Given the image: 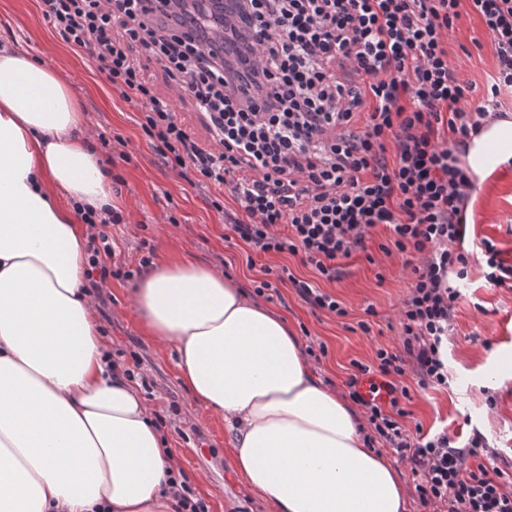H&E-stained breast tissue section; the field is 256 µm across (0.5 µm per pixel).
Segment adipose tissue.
<instances>
[{"instance_id":"1","label":"adipose tissue","mask_w":512,"mask_h":512,"mask_svg":"<svg viewBox=\"0 0 512 512\" xmlns=\"http://www.w3.org/2000/svg\"><path fill=\"white\" fill-rule=\"evenodd\" d=\"M466 159L480 179L511 160L512 121L490 122ZM78 205H112L85 114L54 70L1 46L0 512H169L177 459L137 385L108 366ZM132 303L195 401L229 423L235 467L272 512H406L355 412L235 280L159 264Z\"/></svg>"}]
</instances>
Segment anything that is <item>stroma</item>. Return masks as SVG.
I'll list each match as a JSON object with an SVG mask.
<instances>
[{
    "label": "stroma",
    "mask_w": 512,
    "mask_h": 512,
    "mask_svg": "<svg viewBox=\"0 0 512 512\" xmlns=\"http://www.w3.org/2000/svg\"><path fill=\"white\" fill-rule=\"evenodd\" d=\"M11 43L52 67L80 102L92 134V145L108 174L112 203L124 223L111 229L116 261L136 270L141 242H149L155 262L191 259L223 270L246 295L263 268L288 266L295 276L336 295L348 310L330 316L303 302L290 283L278 286L265 308L281 315L299 334L302 346L324 345L313 361L324 386L345 395L352 361L370 362L377 347L399 346L397 312L406 295L407 278L398 256L379 252L387 233L377 229L368 254L343 261L342 274L322 280L299 257L249 256L245 245L229 235L224 218L211 205V194L191 187L166 168L138 124L133 104L113 94L91 63L74 52L42 16L37 0H0V44ZM462 79L484 86L494 68L490 38L479 18L463 11L449 42ZM108 146H101V138ZM467 230L471 238L492 240L512 263V165L486 175L480 193L470 199ZM136 283L110 279L100 316L111 350L137 354L146 386L141 393L161 427L193 494L210 512H270L265 498L239 475L231 433L223 417L197 404L182 384L174 348L148 336L129 298ZM368 320L371 335L357 331ZM449 385L435 391L411 390L407 426L423 431L447 428L456 445L480 430L491 447L512 457V289L490 286L484 265L468 268L466 290L459 300L454 331L448 342Z\"/></svg>",
    "instance_id": "1"
}]
</instances>
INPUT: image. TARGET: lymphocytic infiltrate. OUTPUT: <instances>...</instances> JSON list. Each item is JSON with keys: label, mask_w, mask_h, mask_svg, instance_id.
Listing matches in <instances>:
<instances>
[{"label": "lymphocytic infiltrate", "mask_w": 512, "mask_h": 512, "mask_svg": "<svg viewBox=\"0 0 512 512\" xmlns=\"http://www.w3.org/2000/svg\"><path fill=\"white\" fill-rule=\"evenodd\" d=\"M220 38L209 15L161 0H38L43 17L112 86L137 106L140 127L162 163L188 185L212 191L230 230L256 252L300 256L327 281L340 260L365 250L388 227L381 250L408 272L399 311V348L354 362L345 387L375 439L409 467L427 512H512V471L495 463L481 432L454 446L447 431L407 427L411 388L447 387L445 349L474 256L488 283H512V264L488 240L466 239L470 169L455 145L478 136L512 107V0H230ZM468 3L495 50L484 92L462 81L448 51ZM142 46L206 120L201 143L178 120L169 97L146 80ZM348 65L351 78H337ZM238 208L226 211L225 196ZM91 229L90 293L109 279L107 229L121 212L80 211ZM315 309L338 318L332 294L281 267ZM414 386H407L405 376Z\"/></svg>", "instance_id": "lymphocytic-infiltrate-1"}]
</instances>
